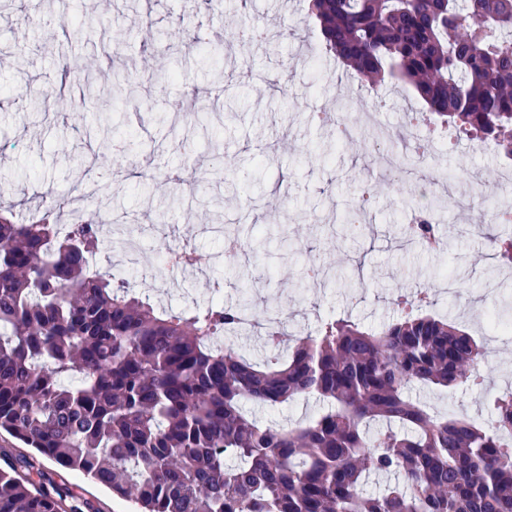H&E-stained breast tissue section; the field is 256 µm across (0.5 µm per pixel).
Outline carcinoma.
<instances>
[{
	"label": "carcinoma",
	"mask_w": 512,
	"mask_h": 512,
	"mask_svg": "<svg viewBox=\"0 0 512 512\" xmlns=\"http://www.w3.org/2000/svg\"><path fill=\"white\" fill-rule=\"evenodd\" d=\"M308 13L361 85L407 86L512 158V0H309ZM101 230L0 216V433L137 512H512V390L495 432L410 395L481 384L485 342L411 307L378 330L327 318L302 337L256 316L269 353L256 364L210 343L246 304L157 305L90 267ZM309 397L322 410L291 427L244 411ZM371 475L397 480L368 495ZM0 512L97 508L20 456L0 467Z\"/></svg>",
	"instance_id": "carcinoma-1"
}]
</instances>
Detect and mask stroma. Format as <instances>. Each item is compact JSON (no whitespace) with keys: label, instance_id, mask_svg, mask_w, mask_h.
<instances>
[{"label":"stroma","instance_id":"stroma-1","mask_svg":"<svg viewBox=\"0 0 512 512\" xmlns=\"http://www.w3.org/2000/svg\"><path fill=\"white\" fill-rule=\"evenodd\" d=\"M61 26L42 29L29 20L28 0H12L0 12V39L13 52L0 62V214L23 222L43 211L42 192L67 198L59 223L92 211L80 197L87 164L109 160L120 178L99 185V266L122 272L131 285L149 289L173 310L232 305L249 294L258 315L278 308L287 326L316 327L328 316L347 317L369 328L392 320L399 293L425 289L430 309L479 332L487 317L512 322V265L492 259L493 238L512 236V223L492 219L497 206H512V189L500 174L511 163L498 151L479 152L456 138L431 156L412 157L410 169H387L377 153L402 152L416 129L408 115L420 102L401 86L380 91L357 84L326 49L320 28L306 17L304 0H112L101 13L98 0H47ZM240 17L266 25L278 37L267 43L239 41L226 28ZM97 33L88 36L87 23ZM154 37L144 41V26ZM123 28L122 39L112 31ZM208 30L211 46L192 47L190 33ZM153 55L162 69L176 68L172 83L143 78L142 59ZM122 72L133 81L134 100L122 111L98 109L84 99L86 83ZM287 78L284 91L274 82ZM64 80L68 107L50 103L33 111L27 94ZM205 101L206 126L172 125L164 116L183 92ZM341 104L357 119V133L335 154H326L336 130L317 125L315 111ZM379 110L380 122L362 123ZM112 130L104 146L101 128ZM193 179L176 185V169ZM454 186L436 193L430 219L448 242L444 252L409 245L406 234L416 195L426 180ZM156 225L142 237L137 255L121 246L118 223ZM222 224L253 249L224 253L208 233ZM181 242L200 257V278L164 281L163 252ZM318 264L325 284L303 282L302 267ZM222 292H215L216 279ZM480 386L430 392L413 389L440 413L482 423L495 398L512 387V335L499 336ZM53 480L91 500L99 512H134L132 503L73 471L40 463Z\"/></svg>","mask_w":512,"mask_h":512}]
</instances>
